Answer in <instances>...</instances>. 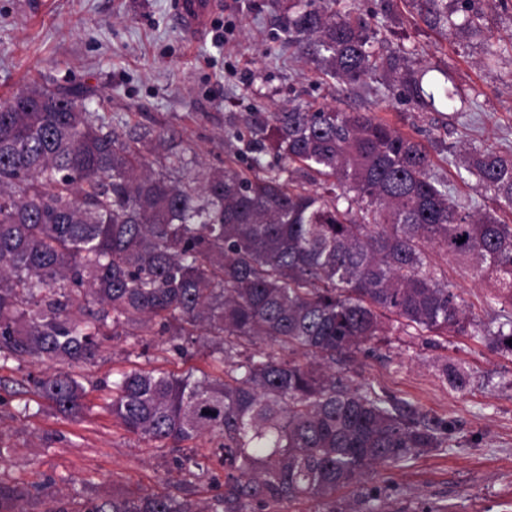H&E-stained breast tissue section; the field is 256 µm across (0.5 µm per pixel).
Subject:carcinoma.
Returning <instances> with one entry per match:
<instances>
[{"mask_svg": "<svg viewBox=\"0 0 512 512\" xmlns=\"http://www.w3.org/2000/svg\"><path fill=\"white\" fill-rule=\"evenodd\" d=\"M341 0H288V45L341 85L378 71L419 108L425 90L400 56L371 51L372 18ZM445 35L491 39L509 0H414ZM246 152L193 173L163 130L120 132L77 90L32 87L0 103V367L93 360L113 336H167L209 351L210 371L131 369L104 409L126 431L183 448L207 440L224 491L203 505L171 493L114 495L87 512H281L361 489L383 464L445 444L448 426L396 396L349 382L351 360L398 323L407 335L473 333L512 353V314L470 331L461 297L428 260L437 248L512 305V155L448 151L496 208L461 200L432 174L429 149L368 112L294 105L236 132ZM271 160H266V157ZM462 390L464 373L441 368ZM74 417L86 395L72 373L34 379ZM207 467L182 456L188 479ZM29 491L0 481V512Z\"/></svg>", "mask_w": 512, "mask_h": 512, "instance_id": "carcinoma-1", "label": "carcinoma"}]
</instances>
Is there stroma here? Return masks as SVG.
Listing matches in <instances>:
<instances>
[{
	"mask_svg": "<svg viewBox=\"0 0 512 512\" xmlns=\"http://www.w3.org/2000/svg\"><path fill=\"white\" fill-rule=\"evenodd\" d=\"M342 7L378 14L388 48L405 47L414 69H444L469 110H420L385 90L383 76L352 89L321 81L314 63L281 40L285 12L272 0H222L206 32L186 35L173 0H0V101L32 86L86 91L84 104L113 127L143 125L173 134L193 170L223 167L258 113L288 103L329 104L369 112L429 147L437 172L464 198H479L477 179H459L449 149L512 151V57L485 65L487 46L442 36L396 0ZM432 263L464 300L471 318L502 313L489 287L442 252ZM465 368L464 391L449 388L443 363ZM205 353L178 357L162 336H119L94 361L77 367L87 396L67 418L36 392L47 366L0 368V481L30 490L24 512H85L90 501L120 492H166L181 479V450L127 432L105 411L112 373L131 368L182 374L207 368ZM358 383L396 395L420 414L448 425V444L401 466L375 470L362 493L336 494V512H512V353L470 335L408 336L364 346L349 365Z\"/></svg>",
	"mask_w": 512,
	"mask_h": 512,
	"instance_id": "35a3bbf8",
	"label": "stroma"
}]
</instances>
